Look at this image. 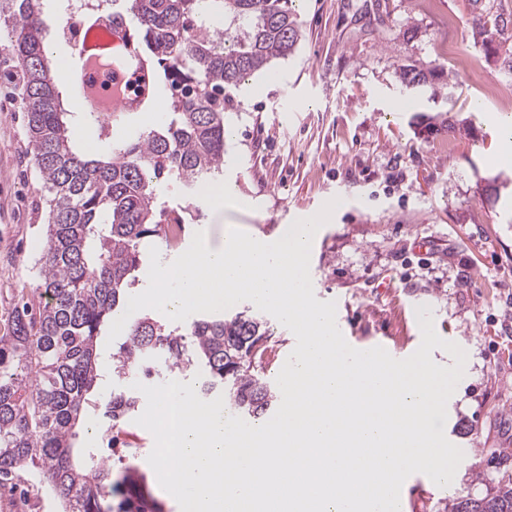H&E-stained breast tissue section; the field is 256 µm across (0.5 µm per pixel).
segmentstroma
I'll list each match as a JSON object with an SVG mask.
<instances>
[{"instance_id": "obj_1", "label": "stroma", "mask_w": 512, "mask_h": 512, "mask_svg": "<svg viewBox=\"0 0 512 512\" xmlns=\"http://www.w3.org/2000/svg\"><path fill=\"white\" fill-rule=\"evenodd\" d=\"M296 0L301 39L278 60L277 82L256 74L233 92L225 181L238 201L220 207L165 180L161 199L182 209L185 241L206 228L219 246L229 229L274 237L339 199L316 233L310 258L315 297L336 304V322L352 347L382 344L411 356L422 334L418 306L430 308L436 333L467 354L465 373L448 402L445 424L462 449L455 491L493 494L512 475V163L493 168L512 103L488 97L441 58L442 37L480 58L489 77L499 64L471 35L468 0ZM456 28L442 33L438 15ZM65 0H45L47 49L69 109L76 146L108 153L127 128L150 129L156 109L122 112L108 130L75 111L77 52L62 35ZM443 69L450 99L429 100L398 77L403 68ZM508 185L493 191L494 178ZM33 159L27 117L12 89L0 85V336L39 283L38 259L47 206ZM142 442L139 454L113 462L136 466L165 512H177L147 461L152 434L134 417L123 423ZM450 494L415 473L402 489L403 512H446ZM0 512H60L38 469L0 481Z\"/></svg>"}]
</instances>
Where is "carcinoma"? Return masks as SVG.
<instances>
[{
	"mask_svg": "<svg viewBox=\"0 0 512 512\" xmlns=\"http://www.w3.org/2000/svg\"><path fill=\"white\" fill-rule=\"evenodd\" d=\"M43 0H0V47L21 74L33 157L48 207L39 285L48 301L25 302L9 336H0V478L40 470L63 512H164L139 469L114 474L94 448H75L101 379L98 338L125 310L144 252L167 240V207L157 182L173 179L190 193L218 180L227 139L229 92L292 55L301 29L293 0H125L112 13L129 32L132 52L158 72L165 120L113 142L109 155L75 149L48 56ZM472 36L486 51H504L512 77V15L502 0H471ZM401 83L424 87L423 71L403 69ZM265 323L245 311L203 314L182 328L144 315L131 322L111 356L112 379L170 369L199 372L196 390L224 396L238 415L257 420L277 401L256 359ZM137 396L112 392V408L129 413ZM448 512H512V478L491 496L456 494Z\"/></svg>",
	"mask_w": 512,
	"mask_h": 512,
	"instance_id": "obj_1",
	"label": "carcinoma"
}]
</instances>
